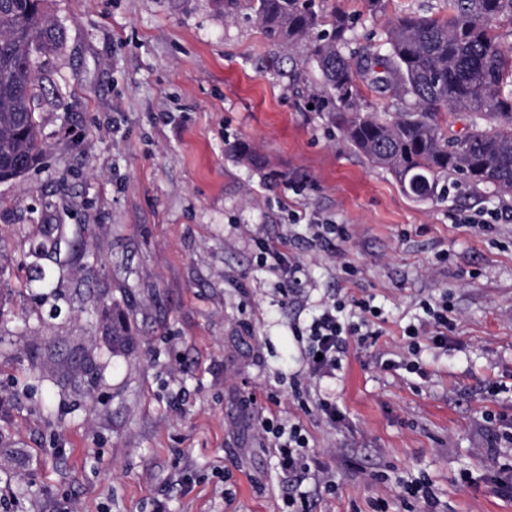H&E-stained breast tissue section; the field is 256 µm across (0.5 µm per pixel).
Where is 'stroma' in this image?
Returning a JSON list of instances; mask_svg holds the SVG:
<instances>
[{"label":"stroma","mask_w":512,"mask_h":512,"mask_svg":"<svg viewBox=\"0 0 512 512\" xmlns=\"http://www.w3.org/2000/svg\"><path fill=\"white\" fill-rule=\"evenodd\" d=\"M354 44L447 0H340ZM63 33L38 60L46 152L0 183V512H404L398 480H428L435 512H512L496 432L512 426V213L494 187L418 201L371 165L315 105L303 49L272 45L214 0H43ZM302 185L301 194L289 183ZM303 211L345 227L356 268L310 241ZM288 242L304 292L257 267V238ZM448 294L447 347L402 361L422 301ZM331 296L369 299L375 344L350 343L321 386L328 422L291 397L307 324ZM116 306L133 339L113 353L94 309ZM41 365L30 377L31 361ZM257 402L246 405L249 394ZM338 476L283 477L258 437L268 395Z\"/></svg>","instance_id":"stroma-1"}]
</instances>
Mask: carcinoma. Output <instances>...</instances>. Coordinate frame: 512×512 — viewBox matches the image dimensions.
Returning a JSON list of instances; mask_svg holds the SVG:
<instances>
[{
  "label": "carcinoma",
  "mask_w": 512,
  "mask_h": 512,
  "mask_svg": "<svg viewBox=\"0 0 512 512\" xmlns=\"http://www.w3.org/2000/svg\"><path fill=\"white\" fill-rule=\"evenodd\" d=\"M265 37L304 45L323 78L321 109L372 165L390 170L410 197L435 198L448 176L512 196V48L494 21L512 19V0H448V16L408 14L390 22L383 46L347 55L353 17L328 0H244ZM57 45L42 0H0V166L37 165L45 151L36 112L33 52ZM411 98L390 119L361 113V86ZM467 112L465 140L450 139L440 117ZM117 351L122 315L103 314Z\"/></svg>",
  "instance_id": "carcinoma-1"
}]
</instances>
